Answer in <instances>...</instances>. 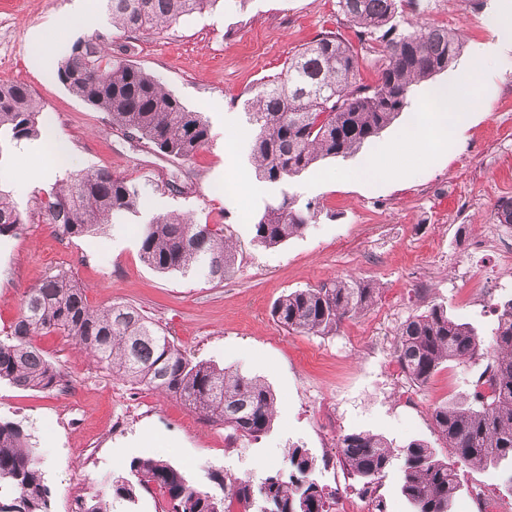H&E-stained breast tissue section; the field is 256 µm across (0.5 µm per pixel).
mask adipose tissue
I'll return each instance as SVG.
<instances>
[{
	"label": "adipose tissue",
	"mask_w": 512,
	"mask_h": 512,
	"mask_svg": "<svg viewBox=\"0 0 512 512\" xmlns=\"http://www.w3.org/2000/svg\"><path fill=\"white\" fill-rule=\"evenodd\" d=\"M429 105L417 124L402 133L403 138L423 147L456 140L475 110V98L462 86L448 85L435 91Z\"/></svg>",
	"instance_id": "obj_1"
}]
</instances>
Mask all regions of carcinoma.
Here are the masks:
<instances>
[{"mask_svg":"<svg viewBox=\"0 0 512 512\" xmlns=\"http://www.w3.org/2000/svg\"><path fill=\"white\" fill-rule=\"evenodd\" d=\"M112 29L129 35L163 31L221 0H104ZM402 0H337L338 11L359 41L376 54L377 80L357 82L358 51L332 31L321 33L290 58L285 73L256 88L244 103L253 125L251 156L258 178L280 184L325 158L354 152L377 136L411 104L413 85L446 70L463 51L460 33L426 23L399 28ZM129 45L112 48V38L95 32L77 39L62 58L56 77L72 94L99 112L112 127L132 134L160 152L189 160L211 138L202 113L166 91L148 72L126 58ZM41 107L29 88L0 83V154L4 148L38 137ZM141 190L108 169L69 172L39 201L45 223L66 238L97 235L112 217L136 214ZM317 216L315 204L297 205L285 194L257 217L256 237L275 248ZM495 224L512 225V199L491 209ZM24 223L11 195L0 189V237ZM140 257L164 273H199L222 281L236 263L224 229L201 224L187 213L169 211L148 220L141 231ZM377 289L368 281L336 279L292 291L272 309L274 323L290 333L327 336L369 308ZM42 331H56L87 352L107 374L182 400L236 439L266 435L275 415L269 387L230 368L198 360L137 308L111 303L94 309L83 288L59 271L29 289L21 314L0 339V381L23 389L51 390L62 379L31 342ZM475 328L440 306L409 316L396 331L400 369L414 382L427 383L445 362L486 360L473 381L472 396L434 407L432 423L448 457L419 440L404 448L401 493L414 512H453L462 468H489L512 461V298L497 304L490 350ZM343 465L370 498L373 512H385L376 496L379 480L394 456L390 443L370 433L341 436ZM315 457L296 446L284 468H272L255 484L249 478L225 482L212 473L213 488L194 486L182 470L155 457L135 458L128 474L112 480L113 499L133 501L160 493L161 512H332L336 495L315 478ZM0 512H50V489L39 450L18 423L0 418Z\"/></svg>","mask_w":512,"mask_h":512,"instance_id":"1","label":"carcinoma"}]
</instances>
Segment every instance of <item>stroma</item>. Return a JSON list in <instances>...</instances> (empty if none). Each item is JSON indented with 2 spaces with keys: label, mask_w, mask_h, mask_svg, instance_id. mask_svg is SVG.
<instances>
[{
  "label": "stroma",
  "mask_w": 512,
  "mask_h": 512,
  "mask_svg": "<svg viewBox=\"0 0 512 512\" xmlns=\"http://www.w3.org/2000/svg\"><path fill=\"white\" fill-rule=\"evenodd\" d=\"M86 7L95 13L94 26L81 18ZM511 11L512 0H430L423 11L403 5L400 27L424 21L462 34V53L433 79L469 83L480 98L459 142L424 151L399 139V130L428 109L425 88L417 85L410 106L378 136L348 156L320 161L283 190L255 174L244 103L262 78L280 73L321 32L336 30L357 42L336 0H226L163 32L133 35L132 62L210 124V142L189 160L124 137L106 113L57 80L60 59L79 37L109 29L102 0H0V81L27 85L42 105L39 136L0 156V189L26 219L16 234L0 237V336L18 319L24 293L58 268L84 288L90 305H132L195 357L258 379L277 397L270 431L232 443L222 426L181 401L109 376L66 336H33L79 393L1 381L0 417L19 423L36 444L51 512L105 498L135 458L168 460L205 489L216 470L230 479H260L297 444L322 461L316 479L335 491L337 502L354 500L371 512L339 462L337 442L352 432L391 442L393 460L377 494L386 512H412L400 490L403 449L414 440L441 448L431 412L468 397L482 365L451 362L428 383H414L397 363L396 331L408 316L439 305L487 340L497 303L512 296V268H501L492 253L470 256L467 246L489 223L493 204L512 198V160L500 159L512 148V57L473 58L477 47L496 42L491 17ZM379 154L392 158L389 170L353 177ZM98 168L139 185L140 212L114 219L95 237L57 236L36 214L37 197L65 172ZM170 180L185 193L165 190ZM285 191L299 203L314 202L319 214L297 236L268 248L254 224ZM173 210L223 225L237 258L223 281L161 274L142 262V224ZM469 261L481 273L477 294L456 280L457 266ZM350 277L374 283L379 295L335 334H296L273 322L270 311L281 296ZM460 482L457 512H481V493L512 506V490L495 470L461 471Z\"/></svg>",
  "instance_id": "stroma-1"
}]
</instances>
